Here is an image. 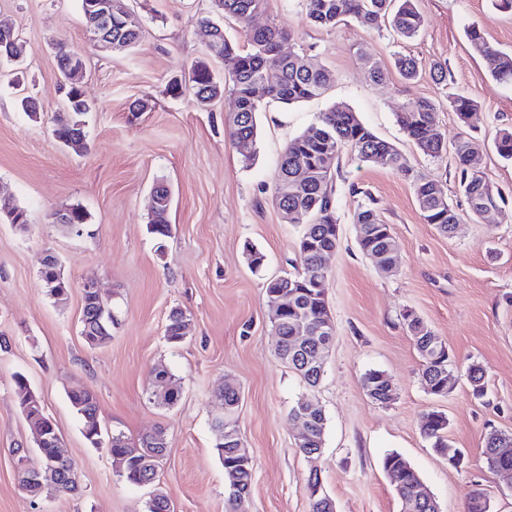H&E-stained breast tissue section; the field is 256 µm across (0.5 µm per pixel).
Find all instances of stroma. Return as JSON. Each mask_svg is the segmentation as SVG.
<instances>
[{
    "label": "stroma",
    "instance_id": "1",
    "mask_svg": "<svg viewBox=\"0 0 512 512\" xmlns=\"http://www.w3.org/2000/svg\"><path fill=\"white\" fill-rule=\"evenodd\" d=\"M419 2L425 25L416 39L403 41L389 27L369 31L350 19L319 27L308 20L305 0H268L254 25L289 31L284 52L304 55L335 80L315 100L264 103L258 153L247 166L226 121L235 109L232 94L201 109L191 95L168 91L199 60L218 80L229 79L223 62L208 55L197 23L211 0H126L143 35L139 46L120 53L98 50L79 0H0V23L25 41L20 70L0 64V197L29 216L24 229L0 219V332L11 338L10 349L0 351V512H145L151 487L127 483L107 449L85 439L67 398L78 383L95 393L104 429L134 443L166 428L169 454L159 485L174 512H225L212 419L228 378L242 392L238 425L254 467L249 512H310L305 479L313 468L337 512H401L382 465L390 452L409 461L440 512H466L477 487L491 512H512V476L490 470L482 455L489 430L512 433V159L493 144L498 129L512 128V86L493 79L465 35L479 27L490 44L512 54V12L497 10L495 0ZM60 42L84 61L78 84L90 110L79 154L52 134L66 110L55 53ZM401 54L418 59L417 80L405 81L395 69ZM370 60L383 70L381 80L372 79ZM435 62L447 67V83L433 79ZM455 93L478 103L468 120L449 104ZM146 95L152 110L131 113ZM27 96L38 102L37 116L22 110ZM420 98L439 105L448 142L465 136L484 143L480 165L505 198L501 210L471 216L452 157L424 155L400 129L397 113ZM336 103L394 144L414 174L440 181L461 223L455 236L439 234L423 220L410 178L342 150L335 181L339 242L324 283L336 336L320 385L309 389L278 358L265 302L267 280L299 267L301 227L283 219L273 185L286 144ZM159 180L173 194L172 233L163 239L148 231ZM367 193L391 226L398 266L390 274L378 272L357 247L353 217ZM73 204L89 215L80 235L54 221L55 212ZM250 246L265 255L261 268L249 265ZM47 249L72 284L61 304L39 278ZM88 279L99 282L112 307V340L103 348L89 347L80 334V285ZM175 307L192 322L177 347L164 339ZM407 309L453 355L458 381L447 396L423 388L421 360L402 319ZM474 363L487 373L480 401L465 379ZM160 364L180 387L171 409L152 395ZM371 370L391 380L390 403L366 395L362 377ZM19 372L64 439L79 474L78 494L33 499L19 486L14 451L34 446L14 393ZM302 396L327 418L323 451L314 460L300 452L288 417ZM431 410L447 417L448 443L464 454L461 468L450 467L423 435L421 417Z\"/></svg>",
    "mask_w": 512,
    "mask_h": 512
}]
</instances>
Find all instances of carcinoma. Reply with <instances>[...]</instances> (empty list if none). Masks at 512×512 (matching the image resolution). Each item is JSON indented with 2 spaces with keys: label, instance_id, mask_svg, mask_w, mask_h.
<instances>
[{
  "label": "carcinoma",
  "instance_id": "cac0c4a2",
  "mask_svg": "<svg viewBox=\"0 0 512 512\" xmlns=\"http://www.w3.org/2000/svg\"><path fill=\"white\" fill-rule=\"evenodd\" d=\"M213 12L237 21L245 32L247 47L240 46L226 33L215 32L209 53L224 61L232 79V92L236 98L237 111L233 116L235 126L234 148L241 161L252 164L257 154V117L262 105L268 99L284 104H295L322 97L332 81L331 74L307 64L298 54L282 56L280 43L291 38V33L273 25L253 28V16L266 10L268 0H211ZM306 14L316 25L333 27L346 19H352L368 29L380 27L388 22L393 32L402 39H412L425 24L417 0H306ZM142 36V22L133 11L121 16H112V40L121 42L128 48L136 46ZM472 50L482 57L491 76L499 82L512 85V54L493 48L483 33L472 28L467 33ZM57 64L60 72H65L69 63L83 64L80 56L63 46L57 48ZM395 66L406 80L418 76V64L410 56L396 57ZM189 90L195 103L202 100L214 101L224 94V84L218 81L209 69L208 63L200 61L194 65L189 76ZM68 112L58 119L54 135L57 140H68L77 131L76 124L83 121L87 103L82 90L70 85L66 93ZM450 106L460 116L466 117L476 110L477 101L464 93L450 96ZM438 107L429 99H419L411 107L396 116V120L406 135L418 149L432 158H440L448 153L453 155L459 188L466 197L470 212L481 215L479 204L487 201L492 205L502 199L487 180L485 173L475 165V140L462 137L453 146L447 140L437 121ZM497 152L504 158L512 159V129H503L495 140ZM349 148L366 162L373 159L390 168L408 175L411 168L390 142L378 137L365 126L348 106L335 104L327 111L319 113L300 136L291 140L281 156L275 174L274 202L277 209L290 224H299L302 232L299 240L300 270L294 275L274 277L266 283V305L272 307L280 302V311L271 318L272 327L278 336L277 356L299 373L309 388L318 386L319 375L304 368L306 358L314 353L311 346H298L294 341L296 326L300 321L313 325H326L331 320L325 298L324 281L326 257L336 250L338 225L336 217L333 179L339 152ZM413 190L416 203L424 221L434 224L442 234L455 235L461 218L448 203L441 182L434 179L415 178ZM170 205L159 204L152 208L149 231L157 238L171 234L169 222ZM354 223L364 225L357 235L359 251L366 259L375 256L384 263L395 261L390 253L391 227L377 213L372 202L360 205ZM47 294L55 302L67 299L71 288L70 281L63 272L53 269L40 273ZM82 330L88 332L87 344L102 348L112 341V316L105 300H99L90 293L83 296ZM189 318L180 309H174L167 318L164 329L166 342L173 346L181 345L187 337ZM422 362V381L425 389L436 396L448 392V375L453 373L451 357L437 351V344L431 343L434 333L421 318L407 324ZM155 375L162 378L169 390L157 400L160 406L172 408L179 401V389L170 371L164 367L155 369ZM384 372L371 370L362 379L367 395L380 404L393 400V390L384 385ZM468 383L475 398L486 395V370L476 363L470 366ZM15 395L19 408L26 419L40 422L39 406L34 400L32 388L22 373L14 375ZM241 392L238 386H225L219 392L224 409L230 419L224 425V434L216 440L215 450L224 465V471L231 472L232 479L226 480V512H236L237 493L251 489L254 481L253 464H241L238 451L244 447L243 438L237 424L236 414ZM70 406L83 425L85 437H99L112 457L121 461L123 477L130 484L152 485L157 481L158 471L167 455L168 442L163 427L142 436L132 445L121 433H110L102 429L99 420V407L95 393L84 386H76L68 391ZM308 425L296 441L300 452L308 459H316L313 452L324 447L326 428L325 414L321 408L306 413ZM448 427L447 419L435 412L423 417L424 435L434 441L435 450L443 453L448 449L444 438ZM42 459L54 461V468L43 473L40 481L30 483L22 479L19 485L25 487L26 494L39 498L45 494H76L79 484L70 469L72 461L64 448L62 437H55L37 449ZM482 454L492 470L512 466V434L497 430L485 436ZM383 469L394 486L403 512H439L434 498L418 499L422 481L411 464L399 453L391 452L383 459ZM146 512H174L169 497L157 490L149 499Z\"/></svg>",
  "mask_w": 512,
  "mask_h": 512
}]
</instances>
